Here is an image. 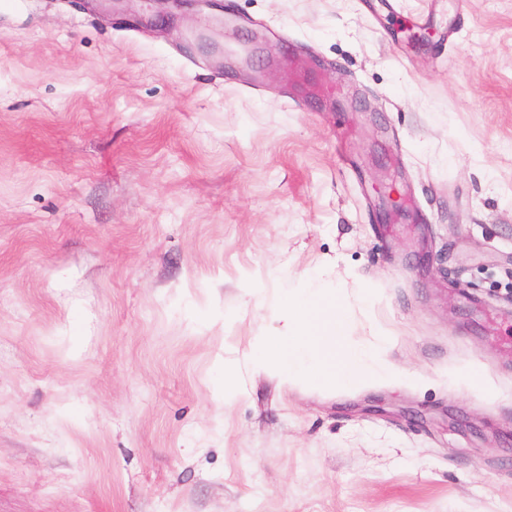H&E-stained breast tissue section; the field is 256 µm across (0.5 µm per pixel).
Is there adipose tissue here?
<instances>
[{
    "mask_svg": "<svg viewBox=\"0 0 512 512\" xmlns=\"http://www.w3.org/2000/svg\"><path fill=\"white\" fill-rule=\"evenodd\" d=\"M271 306L276 324L257 338L250 357L253 368L315 390L400 378L378 348L347 345L350 314L336 290L313 280L303 288L278 289Z\"/></svg>",
    "mask_w": 512,
    "mask_h": 512,
    "instance_id": "ef3b65f1",
    "label": "adipose tissue"
}]
</instances>
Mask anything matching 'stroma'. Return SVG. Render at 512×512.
<instances>
[{"label": "stroma", "instance_id": "35a3bbf8", "mask_svg": "<svg viewBox=\"0 0 512 512\" xmlns=\"http://www.w3.org/2000/svg\"><path fill=\"white\" fill-rule=\"evenodd\" d=\"M164 8L0 0V512H512V0ZM225 13L337 110L185 51ZM319 271L416 380L244 371Z\"/></svg>", "mask_w": 512, "mask_h": 512}]
</instances>
